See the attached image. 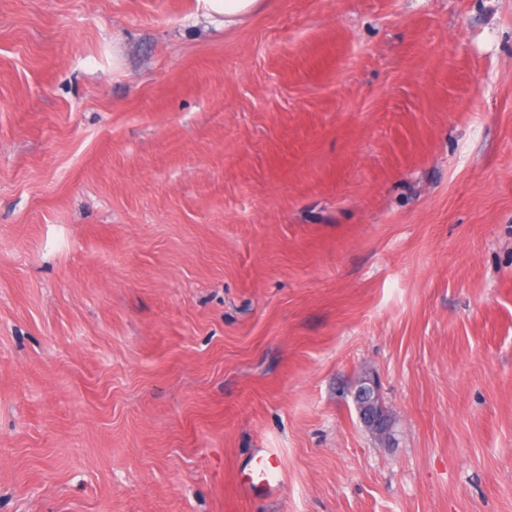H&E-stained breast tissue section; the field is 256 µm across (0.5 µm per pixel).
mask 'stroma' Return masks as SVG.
<instances>
[{
	"mask_svg": "<svg viewBox=\"0 0 512 512\" xmlns=\"http://www.w3.org/2000/svg\"><path fill=\"white\" fill-rule=\"evenodd\" d=\"M0 512H512V0H0ZM263 0H198L202 15L211 24L230 30L262 6ZM354 401L359 420L372 434L385 440L390 429L389 414L382 404L379 386L373 377H365L360 381ZM242 489L252 496L278 495L282 477L271 448H261L242 470Z\"/></svg>",
	"mask_w": 512,
	"mask_h": 512,
	"instance_id": "stroma-1",
	"label": "stroma"
}]
</instances>
